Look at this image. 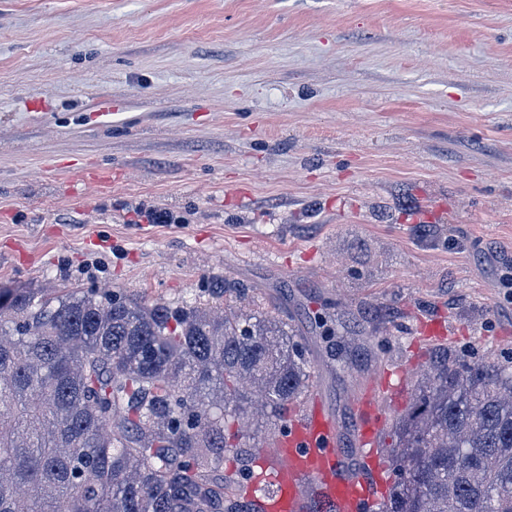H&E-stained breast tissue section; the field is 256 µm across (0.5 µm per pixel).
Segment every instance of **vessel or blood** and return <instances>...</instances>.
<instances>
[{
  "instance_id": "1",
  "label": "vessel or blood",
  "mask_w": 512,
  "mask_h": 512,
  "mask_svg": "<svg viewBox=\"0 0 512 512\" xmlns=\"http://www.w3.org/2000/svg\"><path fill=\"white\" fill-rule=\"evenodd\" d=\"M378 388V382H370L355 399L354 449L349 453L318 396H310L290 417L286 432L261 456L275 492L266 512H307L317 499L336 512H372L388 481L377 442L386 420Z\"/></svg>"
}]
</instances>
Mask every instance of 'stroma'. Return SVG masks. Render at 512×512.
Returning <instances> with one entry per match:
<instances>
[{
	"instance_id": "stroma-1",
	"label": "stroma",
	"mask_w": 512,
	"mask_h": 512,
	"mask_svg": "<svg viewBox=\"0 0 512 512\" xmlns=\"http://www.w3.org/2000/svg\"><path fill=\"white\" fill-rule=\"evenodd\" d=\"M1 282L275 308L345 432L512 357V0H0Z\"/></svg>"
}]
</instances>
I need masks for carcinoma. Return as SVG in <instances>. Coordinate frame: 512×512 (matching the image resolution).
Listing matches in <instances>:
<instances>
[{
	"label": "carcinoma",
	"instance_id": "obj_1",
	"mask_svg": "<svg viewBox=\"0 0 512 512\" xmlns=\"http://www.w3.org/2000/svg\"><path fill=\"white\" fill-rule=\"evenodd\" d=\"M288 321L0 286V512H244L240 418L286 421ZM380 512H512V362L432 355L392 420Z\"/></svg>",
	"mask_w": 512,
	"mask_h": 512
}]
</instances>
